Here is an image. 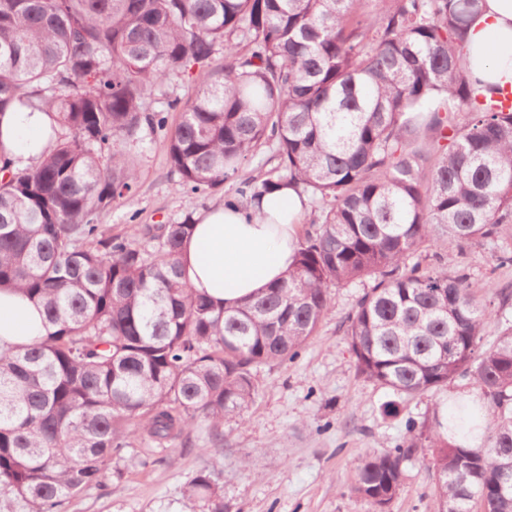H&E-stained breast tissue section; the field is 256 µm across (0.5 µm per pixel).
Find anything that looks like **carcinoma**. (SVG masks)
<instances>
[{
	"instance_id": "cac0c4a2",
	"label": "carcinoma",
	"mask_w": 512,
	"mask_h": 512,
	"mask_svg": "<svg viewBox=\"0 0 512 512\" xmlns=\"http://www.w3.org/2000/svg\"><path fill=\"white\" fill-rule=\"evenodd\" d=\"M0 0V113L46 112L68 136L32 168L0 155V289L44 312L32 345L0 346V498L27 512L121 472L125 448H169L256 394L253 370L295 359L330 289L369 280L348 317L356 373L414 396L474 382L468 434L433 413L366 456L352 492L379 512L422 448L435 512H512V321L467 276L426 263L512 224V94L476 93L466 36L479 0ZM224 64L209 68L217 54ZM204 75L168 138L191 193L237 178L254 201L280 183L311 200L287 278L235 309L183 280L191 216L112 236L97 217L136 191L125 145L162 131L147 100ZM499 334L482 348L489 324ZM224 512L210 472L186 489Z\"/></svg>"
}]
</instances>
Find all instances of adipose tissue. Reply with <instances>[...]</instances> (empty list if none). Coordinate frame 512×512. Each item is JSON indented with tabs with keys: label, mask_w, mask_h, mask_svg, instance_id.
<instances>
[{
	"label": "adipose tissue",
	"mask_w": 512,
	"mask_h": 512,
	"mask_svg": "<svg viewBox=\"0 0 512 512\" xmlns=\"http://www.w3.org/2000/svg\"><path fill=\"white\" fill-rule=\"evenodd\" d=\"M467 51L480 93L512 86V0H482ZM52 124L45 112L0 114V152L12 169L32 167L48 153ZM304 204L294 187L279 185L249 206L229 199L196 213L181 256L185 280L225 308L279 282L295 261ZM46 333L36 305L13 289L0 290V345L30 344Z\"/></svg>",
	"instance_id": "1"
}]
</instances>
